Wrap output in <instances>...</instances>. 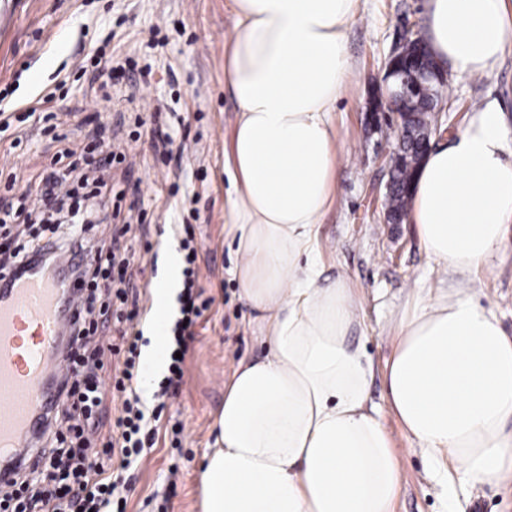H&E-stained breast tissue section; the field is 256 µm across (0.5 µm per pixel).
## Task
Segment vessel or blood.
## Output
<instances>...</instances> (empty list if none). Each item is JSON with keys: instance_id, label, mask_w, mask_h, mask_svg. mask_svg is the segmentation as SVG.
Segmentation results:
<instances>
[{"instance_id": "b4317fda", "label": "vessel or blood", "mask_w": 512, "mask_h": 512, "mask_svg": "<svg viewBox=\"0 0 512 512\" xmlns=\"http://www.w3.org/2000/svg\"><path fill=\"white\" fill-rule=\"evenodd\" d=\"M70 292L55 272L32 270L0 290V452L32 437L47 392L45 375L55 365V340L65 320L59 297Z\"/></svg>"}]
</instances>
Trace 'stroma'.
Segmentation results:
<instances>
[{
    "instance_id": "obj_1",
    "label": "stroma",
    "mask_w": 512,
    "mask_h": 512,
    "mask_svg": "<svg viewBox=\"0 0 512 512\" xmlns=\"http://www.w3.org/2000/svg\"><path fill=\"white\" fill-rule=\"evenodd\" d=\"M424 0H359L345 32L354 76L331 114L339 145L335 196L319 226L323 272L347 277L361 300L352 348L377 369L370 402L400 461L392 512H512V479L469 487L442 483L387 407L381 371L392 344L386 328L413 287L473 283L481 305L512 335V228L475 278L433 270L411 224H388L383 204L394 135L369 129L365 114L385 62L407 32H422ZM232 0H0V92H7L12 127L0 132V219L18 197L74 152V180L106 188L93 203L101 215L93 239L114 221H149L132 242L129 271L139 292L145 342L157 346L151 324L156 286L166 273L174 225H193L200 283L215 302L194 329L181 390L164 421L183 422L181 437L165 435L135 465L126 512H200L198 472L213 442L224 388L243 358L263 354L248 322L252 309L233 276L235 244L224 231L230 179L224 166L236 104L224 80L233 36ZM440 114L444 138L476 108L500 110L504 159L512 160V40L491 76L450 80ZM50 103H43V96ZM126 160L97 161L113 149Z\"/></svg>"
}]
</instances>
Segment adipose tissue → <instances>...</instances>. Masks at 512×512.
<instances>
[{"label": "adipose tissue", "instance_id": "adipose-tissue-1", "mask_svg": "<svg viewBox=\"0 0 512 512\" xmlns=\"http://www.w3.org/2000/svg\"><path fill=\"white\" fill-rule=\"evenodd\" d=\"M224 77L239 107L225 226L266 355L240 360L199 475L202 512H391L400 464L369 404L373 362L347 336L360 304L322 285L332 202L330 114L351 71L359 0H232ZM425 42L460 78L490 74L512 24L505 0H427ZM486 104L420 162L407 218L430 264L473 273L512 223V163ZM388 405L439 469L476 486L512 474V337L471 291L417 287L392 317Z\"/></svg>", "mask_w": 512, "mask_h": 512}]
</instances>
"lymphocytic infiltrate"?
I'll return each instance as SVG.
<instances>
[{"label":"lymphocytic infiltrate","mask_w":512,"mask_h":512,"mask_svg":"<svg viewBox=\"0 0 512 512\" xmlns=\"http://www.w3.org/2000/svg\"><path fill=\"white\" fill-rule=\"evenodd\" d=\"M129 224L113 229V243H92L84 228L53 224L34 230L30 240L0 250V281H15L32 268L54 269L57 255L76 258L71 271L83 295L65 330L69 338L62 356L72 376L59 386L61 418L48 419L39 435L42 447L31 472L11 470L7 493L0 495V512H125V493L133 460L155 445L161 407L146 408L133 381L139 372L143 332L139 309L124 287L130 261L120 252V238ZM182 290L178 316L168 334L167 374L160 383L161 398L177 395L184 377L188 336L213 303L199 284L197 250L182 241ZM116 322L118 342L97 339L99 325ZM117 358L106 371L105 355ZM110 388L120 402L110 438L94 436L100 425L102 390Z\"/></svg>","instance_id":"f902f5d3"}]
</instances>
